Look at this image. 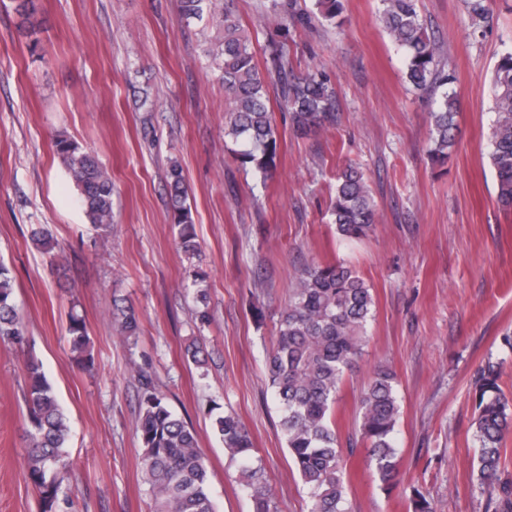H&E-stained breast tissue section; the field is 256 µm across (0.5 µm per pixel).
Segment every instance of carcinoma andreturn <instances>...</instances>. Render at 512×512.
<instances>
[{
  "instance_id": "cac0c4a2",
  "label": "carcinoma",
  "mask_w": 512,
  "mask_h": 512,
  "mask_svg": "<svg viewBox=\"0 0 512 512\" xmlns=\"http://www.w3.org/2000/svg\"><path fill=\"white\" fill-rule=\"evenodd\" d=\"M313 8L297 13L296 0H269L262 22L291 20L306 25L316 19L340 27L344 0H312ZM380 18L391 42L404 60L411 87L439 94L430 112L429 153L443 164L456 144L459 99L456 76L439 64V47L425 26L419 0H380ZM474 30L489 22L488 0H469ZM186 19L212 18L222 37L206 50L210 68L224 85L225 134L236 146L244 166L266 179L277 166L280 135L267 107V87L255 63L252 38L237 17L235 0H180ZM270 78L279 89L280 105L298 136H307L336 123V97L328 72L313 67L295 72L288 52L273 44ZM494 119L489 159L495 171L497 201L512 210V50L497 60L490 81ZM53 146L67 175L79 191L78 202L95 228L112 225V175L96 155L65 135L54 136ZM168 206L180 226L178 247L197 251L194 222L187 204L182 169L168 171ZM330 223L345 240H360L374 231L377 210L363 174L348 165L337 176ZM31 238L47 254L55 245L49 231L32 229ZM371 289L349 267L338 262L312 264L297 277L280 320L276 344L267 359V373L280 427L296 470L307 487L308 512H351L347 498V458L356 448L339 444L333 418L336 396L346 371L353 368L368 342L373 317ZM69 342L89 366L86 324L70 315ZM0 340L24 342L25 329L13 297L12 270L0 262ZM25 396L29 424L27 477L38 493L42 512H55L60 475L69 467L65 444L66 416L39 364L27 365ZM499 363L487 361L478 376L480 389L475 440L478 444L477 486L488 500L499 491L501 443L512 426V403L500 392ZM142 398L136 430L142 445L141 469L153 496V512H216L201 448L194 430L179 418L140 375ZM396 375L387 367L375 369L359 402V434L383 488L400 481L394 430L399 417ZM213 427L224 448L239 464V480L247 490L253 512H276L246 426L232 413L218 415Z\"/></svg>"
}]
</instances>
